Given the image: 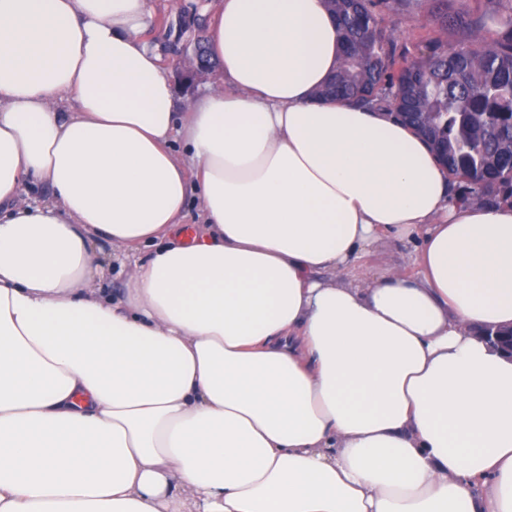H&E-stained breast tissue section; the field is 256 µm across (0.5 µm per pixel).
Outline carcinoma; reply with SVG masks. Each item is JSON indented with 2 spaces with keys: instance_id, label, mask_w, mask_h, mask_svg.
Listing matches in <instances>:
<instances>
[{
  "instance_id": "carcinoma-1",
  "label": "carcinoma",
  "mask_w": 512,
  "mask_h": 512,
  "mask_svg": "<svg viewBox=\"0 0 512 512\" xmlns=\"http://www.w3.org/2000/svg\"><path fill=\"white\" fill-rule=\"evenodd\" d=\"M503 2L511 36L440 52L435 38V51L411 59L380 27L389 0H325L344 50L321 95L397 113L459 183L462 204H512V0Z\"/></svg>"
}]
</instances>
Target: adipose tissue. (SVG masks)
<instances>
[{"label":"adipose tissue","mask_w":512,"mask_h":512,"mask_svg":"<svg viewBox=\"0 0 512 512\" xmlns=\"http://www.w3.org/2000/svg\"><path fill=\"white\" fill-rule=\"evenodd\" d=\"M151 16L0 0V512H512V206L319 97L323 0H218L184 100ZM202 43L203 41L201 39L196 38L195 42L190 45L193 68L190 71L181 73V81L183 82L186 90H189L193 86L194 80L199 74L206 72L212 67V62L207 61L203 54ZM163 63L168 68L174 83L177 85L178 94L180 97L195 96L199 92L203 91L208 83L218 81L221 77H223L221 66L218 63V65H216L212 71L199 78L189 92H185L179 83V65L177 57L164 50ZM415 244L418 242L385 236L377 242L371 253L360 261L362 270L365 272L397 266L414 274L416 267L412 263V256L416 249Z\"/></svg>","instance_id":"adipose-tissue-1"}]
</instances>
